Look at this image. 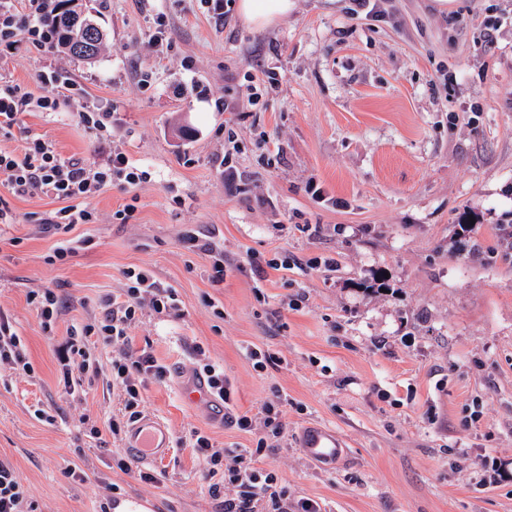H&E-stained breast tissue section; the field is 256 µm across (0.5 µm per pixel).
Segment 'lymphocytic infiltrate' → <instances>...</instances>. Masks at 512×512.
<instances>
[{
    "mask_svg": "<svg viewBox=\"0 0 512 512\" xmlns=\"http://www.w3.org/2000/svg\"><path fill=\"white\" fill-rule=\"evenodd\" d=\"M55 7V0H0V53L10 52L22 33L35 46L51 47L49 18ZM39 81L47 86V94L35 95L26 86L0 75L1 131L12 128L22 113L58 111L61 98L74 88L73 82L54 70L43 73ZM147 176V171L134 165L125 153H113L105 164L91 166L62 157L51 143L35 135L26 136L21 152H0V185L10 194L23 196L37 191L62 201V208L48 217L49 224L58 229L92 223L93 214L85 202L94 192L117 180L136 185ZM125 277L129 285L123 298L103 299V321L71 334L58 349L63 383L68 387L74 383V371L83 372L92 366L88 337H96L99 344L113 349L112 385L124 397L123 407L109 423L116 438L139 417L149 383L162 380L169 372L150 352L129 353L127 330L137 319L143 297H150L152 309L158 314L177 308L174 293L159 289L149 270L131 268ZM192 439L197 460L212 479L208 493L213 499L223 500L224 512H256L260 506L265 512H321L320 505L309 499L289 503L286 490L277 486V476L256 470L246 455H238L236 466L227 469L223 466V449L215 447L209 436L197 432ZM228 484L237 488V497L225 498L224 487Z\"/></svg>",
    "mask_w": 512,
    "mask_h": 512,
    "instance_id": "obj_1",
    "label": "lymphocytic infiltrate"
}]
</instances>
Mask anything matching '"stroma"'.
<instances>
[{
    "label": "stroma",
    "instance_id": "1",
    "mask_svg": "<svg viewBox=\"0 0 512 512\" xmlns=\"http://www.w3.org/2000/svg\"><path fill=\"white\" fill-rule=\"evenodd\" d=\"M104 49L94 63L20 38L0 74L41 93L54 68L76 88L58 112H26L0 150L26 135L89 165L125 153L149 177L88 198L92 224L55 231L39 217L61 201L7 196L0 224V319L33 370L0 365V459L36 512H110L123 499L152 512H221L192 448L251 449L264 403L283 434L255 457L292 501L322 512H512V0H295L258 31L235 4L215 18L204 0H90ZM111 108L106 132L78 123L83 107ZM232 153L239 189L224 184ZM324 191L316 198L309 183ZM134 205L132 218L113 214ZM211 249H189L187 231ZM83 241L53 257L64 239ZM278 257L280 270L257 268ZM230 270L212 282L215 260ZM129 268L175 289L179 309H144L129 349L170 369L142 411L167 423L174 453L143 464L150 482L119 467L127 453L108 421L112 351L74 395L55 343L100 321ZM65 301L51 332L30 303ZM223 366L234 412L250 429L186 400L175 377L194 347ZM276 353L260 372L251 349ZM320 421L345 437L343 468H314L298 428ZM75 474H67L64 461Z\"/></svg>",
    "mask_w": 512,
    "mask_h": 512
}]
</instances>
